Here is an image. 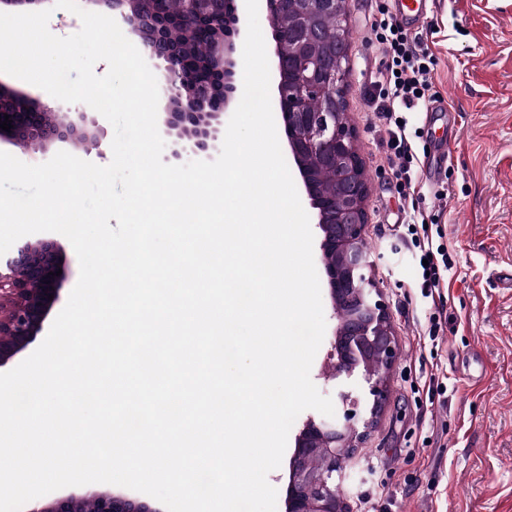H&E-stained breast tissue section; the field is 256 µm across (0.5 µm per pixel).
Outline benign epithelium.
I'll return each mask as SVG.
<instances>
[{"mask_svg": "<svg viewBox=\"0 0 512 512\" xmlns=\"http://www.w3.org/2000/svg\"><path fill=\"white\" fill-rule=\"evenodd\" d=\"M104 7L137 37L142 52L164 70L161 92L168 101L162 115L163 132L176 135L163 156L168 164L213 161L220 154L224 113L231 93L217 103L214 87L224 72V51L233 44L210 38L207 23L224 12L227 0H183L175 13L166 0L138 11L136 0H86ZM294 16L334 17L345 28L348 0H289ZM189 28L203 42L214 66L202 70L193 56L175 47L172 27ZM275 104L281 112L293 164L310 204L316 210L320 265L333 316L336 318L332 362L325 371L334 382L335 415L308 418L295 437L290 459L286 512H350L340 496V453L356 446L381 408L386 372L396 359L397 343L385 306L375 298L367 275L369 260L364 241L368 185L357 148L355 129L341 111L348 87L349 46L336 38L332 65L305 43L302 26L293 22L277 33ZM289 43L288 50L283 44ZM9 115L14 128L0 129V139L33 152L46 153L55 143L82 150L87 141L99 143L105 129L98 117L82 112L73 117L41 105L0 83V121ZM330 173L333 190L323 192L312 179L308 160ZM63 250L51 238L21 242L0 259V369L12 363L41 339L44 323L59 299L65 275ZM53 299H48V296ZM162 512L122 491L105 488L85 494L53 495L30 503L23 512Z\"/></svg>", "mask_w": 512, "mask_h": 512, "instance_id": "7a95c632", "label": "benign epithelium"}]
</instances>
